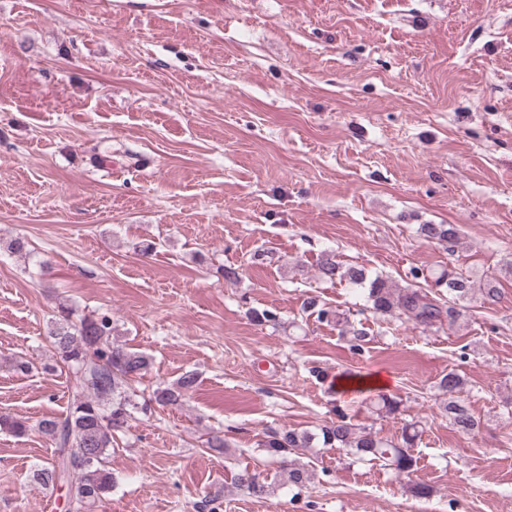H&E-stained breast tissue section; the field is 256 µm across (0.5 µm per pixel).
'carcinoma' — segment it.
Masks as SVG:
<instances>
[{
  "mask_svg": "<svg viewBox=\"0 0 512 512\" xmlns=\"http://www.w3.org/2000/svg\"><path fill=\"white\" fill-rule=\"evenodd\" d=\"M420 233L450 253L455 251L459 241L458 230L453 224H422ZM317 269L324 280L346 279L363 288L373 313L394 315L424 330L445 321L454 322L459 314L457 305L477 290L485 302L496 301L499 294L495 279L487 280L478 288L463 270L456 267L438 273L427 274L422 269L411 272L415 281L430 280L435 287L447 289L446 302L430 296L415 283L398 287L380 275L370 277L363 268H344L330 253L322 254ZM112 330V313L104 311L78 316L68 304L57 307L49 329L56 361L74 374L81 390L73 395L66 414L39 421V432L55 445V452L48 465L35 470L33 478L45 486H67L68 500L74 503L78 512H93L95 504L112 491L115 479L105 469L106 459L134 414L149 410L154 403L178 405L197 384L196 374L186 371L174 383L153 390L149 398L138 402V394L129 390V382L146 374L149 358L112 340ZM439 387L453 397L444 406L451 424L466 433L478 429L479 422L461 397L464 379L450 370L440 379ZM375 409L384 416H394L399 413V401L381 392L377 394ZM27 429V421L0 415L1 431L22 435ZM320 434L324 446L336 447L367 462L379 461L407 478L416 470L414 448L420 439L416 422L405 423L399 436L388 440L353 423L350 413L339 408L336 420L326 422ZM313 440L314 436L306 430L278 427L269 430L258 447L265 449L271 457L285 459L288 454L308 447ZM73 448L85 449L88 458L70 457ZM283 472L287 474V481L297 487L305 486L310 479V470L294 459L284 465ZM235 484L255 497L269 494V485L260 479V474L247 468L237 473Z\"/></svg>",
  "mask_w": 512,
  "mask_h": 512,
  "instance_id": "cac0c4a2",
  "label": "carcinoma"
}]
</instances>
